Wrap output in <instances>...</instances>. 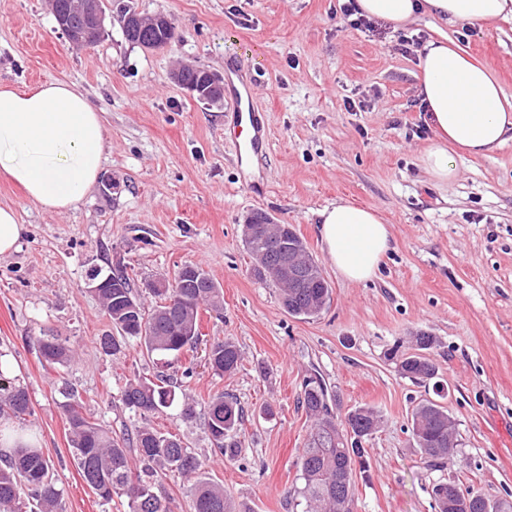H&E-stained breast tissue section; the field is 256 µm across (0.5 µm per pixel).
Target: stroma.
<instances>
[{
  "mask_svg": "<svg viewBox=\"0 0 512 512\" xmlns=\"http://www.w3.org/2000/svg\"><path fill=\"white\" fill-rule=\"evenodd\" d=\"M104 8L103 37L79 48L50 0H0V84H77L112 144L97 186L65 213L0 179V203L13 204L25 226L17 250L0 256V360L29 393L24 426L53 464L64 512H127L125 499L103 505L82 480L64 402L130 435L142 420L120 393L128 380L159 374L193 397L195 415L182 418L175 406L152 426L191 448L240 512H294L289 494L301 485L310 427L298 398L310 375L324 379L337 414L368 406L382 419L363 443L353 512H435L431 489L446 480L512 502V140L487 157H456V178L434 182L420 162L433 133L417 80L421 41L445 34L490 66L512 98V20L472 27L422 14L378 34L351 28L339 0H104ZM127 8L170 18V46L127 42ZM181 65L221 74V101L206 105L177 84ZM242 85L269 138L247 172L227 132ZM352 101L361 110L349 111ZM245 177L255 192L243 189ZM340 200L375 208L393 236L365 283L339 277L319 240V211ZM257 210L294 225L321 267L332 293L319 316H290L274 284L250 275L242 224ZM187 263L224 293L222 313L200 315L197 348L156 362L129 338L104 353L98 338L110 325L87 286L90 270L121 265L140 284L173 279ZM419 331L436 338L426 356L462 443L434 466L409 428L433 388L402 377L388 358L413 351ZM43 334L67 339L74 359L50 367L34 343ZM218 336L243 352L233 375L205 363ZM220 393L244 412L232 459L215 453L205 426Z\"/></svg>",
  "mask_w": 512,
  "mask_h": 512,
  "instance_id": "1",
  "label": "stroma"
}]
</instances>
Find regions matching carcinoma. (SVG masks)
<instances>
[{
  "instance_id": "obj_1",
  "label": "carcinoma",
  "mask_w": 512,
  "mask_h": 512,
  "mask_svg": "<svg viewBox=\"0 0 512 512\" xmlns=\"http://www.w3.org/2000/svg\"><path fill=\"white\" fill-rule=\"evenodd\" d=\"M173 34L162 26H148L141 32L126 34V40L147 45L166 42ZM247 249L256 266L254 276L271 280L279 288L280 299L289 315L310 319L319 315L330 300V288L319 267L312 268L314 287L293 288L277 263L262 249V238H275L282 256H295L303 241L289 224H248ZM192 271L174 280L166 288H151L157 298L146 308L134 283L123 267L103 273L106 280L97 297L105 317L119 335L100 337V347L107 354L120 351L123 341L137 338L151 354L175 356L193 348L199 339V311L206 307L220 312L224 296L210 276L197 264ZM419 352L398 358V372L414 382L435 376V367L422 355L434 344L426 332L415 336ZM40 356L49 364L63 366L74 350L57 336L36 337ZM243 353L230 340L214 339L208 364L218 375L234 373ZM326 383L315 376L304 379L300 403L312 421L307 443L299 456L301 487L295 490L302 512H350L355 495L356 466H364L362 441L380 426L381 416L371 407H357L341 419L335 415ZM126 409L143 418L159 414L177 404L181 416L194 414L190 397L176 391L170 380L135 378L121 392ZM69 424V445L74 462L85 483L106 504L113 496L127 499L128 512H173L171 501L159 496L154 487L159 479L174 474L190 483L192 512H238L235 503L224 496V488L200 475L202 463L190 448L172 434L142 426L131 437H114L80 406L64 404ZM32 413L31 401L24 387L0 370V420L21 422ZM243 409L237 400L224 394L207 403V432L222 455L234 456L238 446L232 436L243 424ZM12 448L0 451V512H62V490L53 476V464L36 443L23 439L25 429L14 428ZM412 437L428 463L458 455L454 442L455 424L448 411L432 400L417 405L411 416ZM439 512H512V502L467 491L462 498L448 483L433 487Z\"/></svg>"
}]
</instances>
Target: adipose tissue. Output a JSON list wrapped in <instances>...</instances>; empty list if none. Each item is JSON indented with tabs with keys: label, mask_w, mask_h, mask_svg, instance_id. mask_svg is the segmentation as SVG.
Returning <instances> with one entry per match:
<instances>
[{
	"label": "adipose tissue",
	"mask_w": 512,
	"mask_h": 512,
	"mask_svg": "<svg viewBox=\"0 0 512 512\" xmlns=\"http://www.w3.org/2000/svg\"><path fill=\"white\" fill-rule=\"evenodd\" d=\"M363 14L396 25L427 14L482 25L512 19V0H356ZM419 92L433 140L421 162L435 181L457 174L459 154L486 156L512 139V99L489 66L455 43L430 40L420 55ZM111 145L99 112L73 83L0 88V176L50 212L77 205L93 190ZM319 236L345 281L370 280L392 247L375 209L339 202L319 213Z\"/></svg>",
	"instance_id": "adipose-tissue-1"
}]
</instances>
